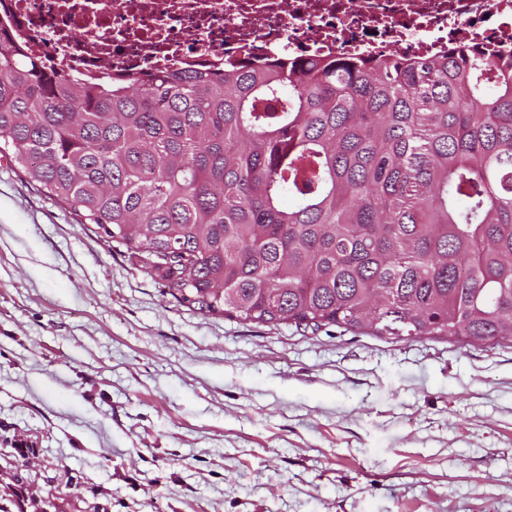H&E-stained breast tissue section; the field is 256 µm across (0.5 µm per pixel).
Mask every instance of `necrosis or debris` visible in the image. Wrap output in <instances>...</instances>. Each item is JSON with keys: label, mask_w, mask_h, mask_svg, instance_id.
Here are the masks:
<instances>
[{"label": "necrosis or debris", "mask_w": 512, "mask_h": 512, "mask_svg": "<svg viewBox=\"0 0 512 512\" xmlns=\"http://www.w3.org/2000/svg\"><path fill=\"white\" fill-rule=\"evenodd\" d=\"M80 77L223 66L244 53L512 55V0H0V25Z\"/></svg>", "instance_id": "necrosis-or-debris-1"}]
</instances>
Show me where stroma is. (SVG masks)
I'll return each mask as SVG.
<instances>
[{
	"label": "stroma",
	"instance_id": "obj_1",
	"mask_svg": "<svg viewBox=\"0 0 512 512\" xmlns=\"http://www.w3.org/2000/svg\"><path fill=\"white\" fill-rule=\"evenodd\" d=\"M59 512H512V345L179 305L0 157V494Z\"/></svg>",
	"mask_w": 512,
	"mask_h": 512
}]
</instances>
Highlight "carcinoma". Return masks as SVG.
<instances>
[{"instance_id": "1", "label": "carcinoma", "mask_w": 512, "mask_h": 512, "mask_svg": "<svg viewBox=\"0 0 512 512\" xmlns=\"http://www.w3.org/2000/svg\"><path fill=\"white\" fill-rule=\"evenodd\" d=\"M0 153L206 316L512 343V61L86 82L0 28Z\"/></svg>"}]
</instances>
